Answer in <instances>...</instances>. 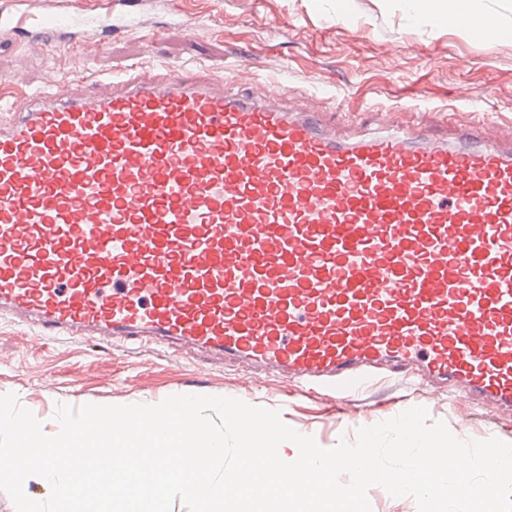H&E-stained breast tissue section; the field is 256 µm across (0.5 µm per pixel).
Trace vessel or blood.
<instances>
[{"label": "vessel or blood", "mask_w": 512, "mask_h": 512, "mask_svg": "<svg viewBox=\"0 0 512 512\" xmlns=\"http://www.w3.org/2000/svg\"><path fill=\"white\" fill-rule=\"evenodd\" d=\"M120 11L0 12L10 83L54 44L148 31ZM325 96L130 65L0 124V317L355 394L421 376L512 411V128L342 131Z\"/></svg>", "instance_id": "b4317fda"}]
</instances>
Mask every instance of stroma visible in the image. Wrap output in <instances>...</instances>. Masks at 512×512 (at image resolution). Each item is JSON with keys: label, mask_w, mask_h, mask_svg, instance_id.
<instances>
[{"label": "stroma", "mask_w": 512, "mask_h": 512, "mask_svg": "<svg viewBox=\"0 0 512 512\" xmlns=\"http://www.w3.org/2000/svg\"><path fill=\"white\" fill-rule=\"evenodd\" d=\"M157 0L155 21L178 16L183 31L153 40L118 34L95 53L58 47L32 55L29 80L44 87L64 79L118 72L126 65L170 62L206 65L234 88L264 82L290 98L314 90L331 95L326 122L339 127H424L438 134L476 121L512 124V37L487 40L466 26L415 20L405 0ZM377 107L376 115L361 107ZM57 430L58 404L154 405L178 394L231 397L276 409L319 446L354 442L358 428L413 407L444 421L457 438L512 443V418L496 422L477 405L420 386L378 383L334 398L286 394L275 381L249 382L221 363L206 371L138 345L43 340L29 326L0 320V394Z\"/></svg>", "instance_id": "35a3bbf8"}]
</instances>
